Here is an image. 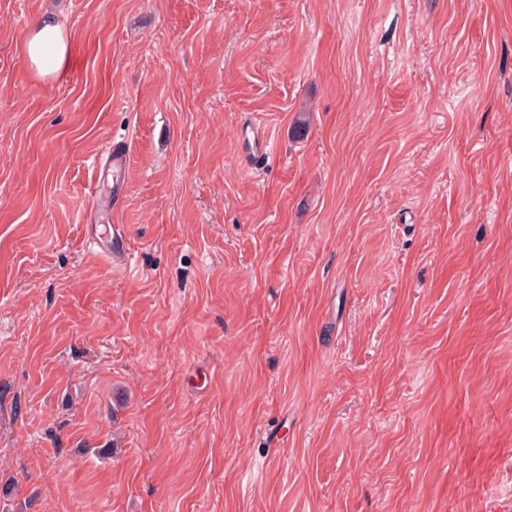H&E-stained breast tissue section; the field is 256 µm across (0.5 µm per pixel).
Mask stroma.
Segmentation results:
<instances>
[{
    "instance_id": "1",
    "label": "stroma",
    "mask_w": 512,
    "mask_h": 512,
    "mask_svg": "<svg viewBox=\"0 0 512 512\" xmlns=\"http://www.w3.org/2000/svg\"><path fill=\"white\" fill-rule=\"evenodd\" d=\"M45 16L53 80L21 51ZM4 486L512 512V0H0ZM22 51L37 75L53 76L67 56V36L60 24L43 19L24 37ZM246 130L250 136L242 152V163L249 169H258L268 160V140L261 124L256 121H251Z\"/></svg>"
}]
</instances>
